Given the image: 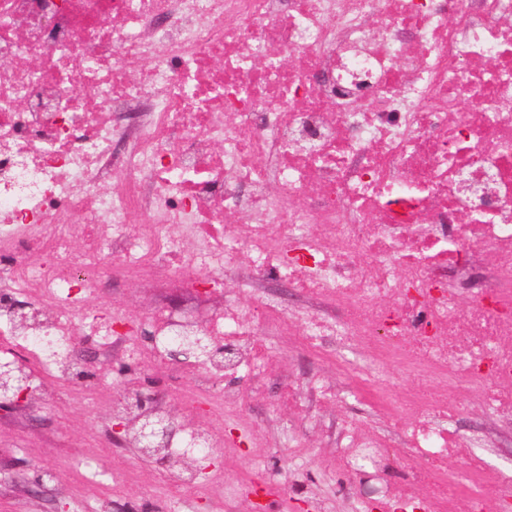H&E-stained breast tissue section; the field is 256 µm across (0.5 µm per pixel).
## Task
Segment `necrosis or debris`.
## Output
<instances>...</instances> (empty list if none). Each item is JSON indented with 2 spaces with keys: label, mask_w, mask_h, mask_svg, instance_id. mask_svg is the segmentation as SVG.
Instances as JSON below:
<instances>
[{
  "label": "necrosis or debris",
  "mask_w": 512,
  "mask_h": 512,
  "mask_svg": "<svg viewBox=\"0 0 512 512\" xmlns=\"http://www.w3.org/2000/svg\"><path fill=\"white\" fill-rule=\"evenodd\" d=\"M129 286L158 296L138 319L110 302ZM291 323L292 356L415 419L400 442L339 437L353 472L425 461L383 512H454L462 487L467 512H512L448 425L477 393L512 415V0H0V360L34 364V408L49 379L130 418L174 396L210 424L165 448H211ZM183 336L215 340L190 374L166 352ZM113 362L161 391L129 405ZM336 397L317 367L278 401ZM158 480L166 500L224 488Z\"/></svg>",
  "instance_id": "4bbe7bcc"
}]
</instances>
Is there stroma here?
<instances>
[{
	"label": "stroma",
	"mask_w": 512,
	"mask_h": 512,
	"mask_svg": "<svg viewBox=\"0 0 512 512\" xmlns=\"http://www.w3.org/2000/svg\"><path fill=\"white\" fill-rule=\"evenodd\" d=\"M244 413L255 424V431L241 433L234 443L221 448L215 463L226 488L222 512H253L251 501L237 498L234 490L255 477L252 461L259 455L265 458L266 470L288 473L287 483L276 487L273 512H357L359 491L377 494L387 482L404 476L405 465L400 460L384 471L369 466L355 474L340 466L334 445L339 430L384 439L397 434L390 418L368 412L355 400L344 405L313 404L305 419L293 408L284 407L275 425L264 424L263 401L247 406ZM98 427L90 410L75 402L52 423L39 422L24 432L1 427L0 472L11 474L14 481L0 489V512H74L80 495L89 489L92 471L107 456L92 438ZM452 427L463 436L475 429L483 431L480 452L490 467L505 475L500 491L512 490V418L490 414L477 400L461 409ZM286 431L302 435L303 446L293 463L281 445ZM38 461L54 464L58 471L35 494L31 487L37 480L33 466ZM154 469V464L134 458L123 492L107 503L106 512H123L128 505L144 512L155 506Z\"/></svg>",
	"instance_id": "1"
}]
</instances>
